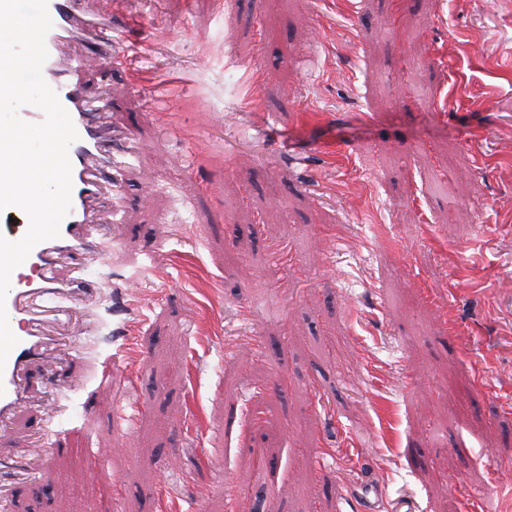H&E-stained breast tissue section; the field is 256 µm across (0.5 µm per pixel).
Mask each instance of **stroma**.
<instances>
[{"mask_svg": "<svg viewBox=\"0 0 512 512\" xmlns=\"http://www.w3.org/2000/svg\"><path fill=\"white\" fill-rule=\"evenodd\" d=\"M98 6L172 89L84 76L142 149L78 351L29 368L7 433L50 454L0 472L9 512H97L91 463L119 512H504L512 0Z\"/></svg>", "mask_w": 512, "mask_h": 512, "instance_id": "obj_1", "label": "stroma"}]
</instances>
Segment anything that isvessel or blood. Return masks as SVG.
Listing matches in <instances>:
<instances>
[{
  "label": "vessel or blood",
  "instance_id": "vessel-or-blood-1",
  "mask_svg": "<svg viewBox=\"0 0 512 512\" xmlns=\"http://www.w3.org/2000/svg\"><path fill=\"white\" fill-rule=\"evenodd\" d=\"M48 12L53 27L46 37L49 58L43 77L78 133L69 148L72 208L60 224L58 237L37 244L11 275L6 310L18 343L0 371V386L5 389L0 395V437L7 420L26 398L30 365L49 347L41 305L54 299L90 296L84 275L88 261H105L118 244L114 236L100 240L94 228L104 216L118 213L124 203L121 169L111 156L112 134L103 121L107 102L85 90L80 79L82 68L91 64L107 70L121 66V56L112 51V23L99 19L93 0H48ZM73 41L82 44L84 54L72 64L62 65L60 48ZM63 258L70 259L72 274L59 280L53 269Z\"/></svg>",
  "mask_w": 512,
  "mask_h": 512
}]
</instances>
